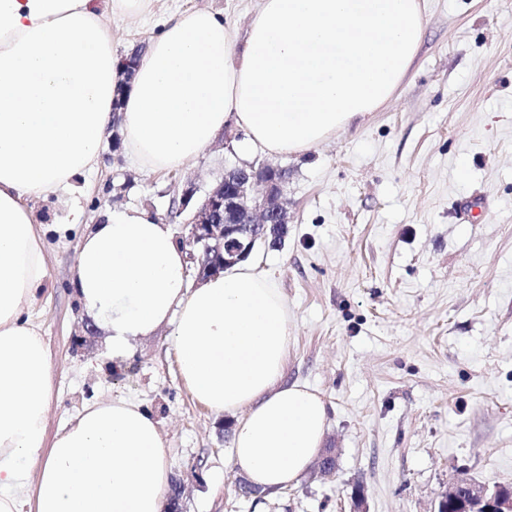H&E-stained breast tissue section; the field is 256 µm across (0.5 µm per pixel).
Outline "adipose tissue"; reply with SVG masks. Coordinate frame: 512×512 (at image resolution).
Here are the masks:
<instances>
[{
  "instance_id": "adipose-tissue-1",
  "label": "adipose tissue",
  "mask_w": 512,
  "mask_h": 512,
  "mask_svg": "<svg viewBox=\"0 0 512 512\" xmlns=\"http://www.w3.org/2000/svg\"><path fill=\"white\" fill-rule=\"evenodd\" d=\"M153 0H0V512H163L168 452L151 412L98 401L48 433L51 370L29 318L50 280L33 201L98 167L111 125L150 171L193 161L225 125L242 151L311 149L390 99L423 35L418 0H261L245 33L207 8L168 18L123 82L111 18ZM85 224L73 210L70 224ZM70 224H59L63 235ZM74 294L113 358L173 325L193 398L235 414L234 466L261 491L296 483L320 455L325 401L283 382L290 328L271 279L239 264L191 287L187 258L150 212L85 224Z\"/></svg>"
}]
</instances>
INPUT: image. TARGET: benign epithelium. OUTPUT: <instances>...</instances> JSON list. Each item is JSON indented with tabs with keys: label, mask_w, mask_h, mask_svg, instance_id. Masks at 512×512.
<instances>
[{
	"label": "benign epithelium",
	"mask_w": 512,
	"mask_h": 512,
	"mask_svg": "<svg viewBox=\"0 0 512 512\" xmlns=\"http://www.w3.org/2000/svg\"><path fill=\"white\" fill-rule=\"evenodd\" d=\"M288 171L261 164H245L224 170V175L201 202L191 205L199 188L187 181L179 195L173 197L171 212L185 216L188 260L203 280L246 260L257 244H267L263 235L268 225L288 230L290 216L285 186ZM463 485L456 481L438 500L435 512H512V486L489 485L476 480ZM183 486L171 484L167 512H183Z\"/></svg>",
	"instance_id": "obj_1"
}]
</instances>
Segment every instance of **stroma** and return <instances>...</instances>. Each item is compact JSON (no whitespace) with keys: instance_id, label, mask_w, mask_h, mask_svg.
<instances>
[{"instance_id":"obj_1","label":"stroma","mask_w":512,"mask_h":512,"mask_svg":"<svg viewBox=\"0 0 512 512\" xmlns=\"http://www.w3.org/2000/svg\"><path fill=\"white\" fill-rule=\"evenodd\" d=\"M424 36L392 97L364 121L299 155L253 151L226 128L194 161L136 168L104 145L72 205L34 202L41 224L109 211H150L182 236L169 204L182 182L207 190L244 160L288 170L293 215L282 248L257 250V274L288 303L285 383L328 407L336 472L309 469L263 503L238 496L234 420L198 403L177 367L172 326L113 360L98 334L73 350L86 316L71 276L85 224L46 236L50 282L31 312L47 345L49 434L87 404L131 400L158 422L184 512H434L461 476L512 483V0H420ZM260 0H154L117 18L118 55L159 34L172 14L219 11L245 31Z\"/></svg>"}]
</instances>
